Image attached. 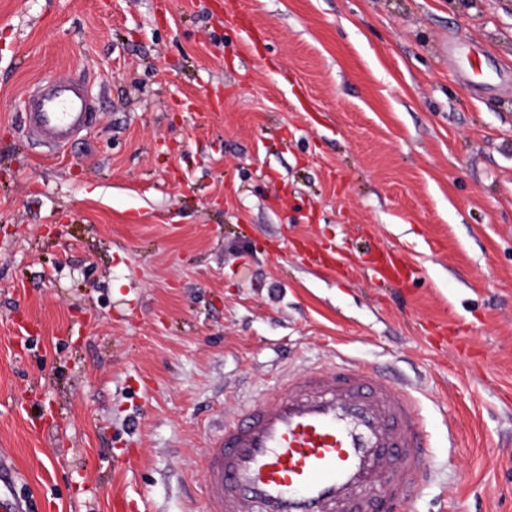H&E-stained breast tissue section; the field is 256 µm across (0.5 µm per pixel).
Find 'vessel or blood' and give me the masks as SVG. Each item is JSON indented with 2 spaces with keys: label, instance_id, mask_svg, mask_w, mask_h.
Here are the masks:
<instances>
[{
  "label": "vessel or blood",
  "instance_id": "vessel-or-blood-1",
  "mask_svg": "<svg viewBox=\"0 0 512 512\" xmlns=\"http://www.w3.org/2000/svg\"><path fill=\"white\" fill-rule=\"evenodd\" d=\"M93 95L71 80L27 97L29 134L49 146L91 123ZM377 273L401 282L416 270L392 253ZM427 432L416 400L369 365L339 362L288 373L272 398L248 403L201 452L205 512H371L379 489L389 512H405L428 468ZM18 475L0 461V512H21Z\"/></svg>",
  "mask_w": 512,
  "mask_h": 512
}]
</instances>
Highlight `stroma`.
<instances>
[{
	"mask_svg": "<svg viewBox=\"0 0 512 512\" xmlns=\"http://www.w3.org/2000/svg\"><path fill=\"white\" fill-rule=\"evenodd\" d=\"M512 0H0V452L36 512H204L199 455L337 356L418 400L409 512H512ZM88 82L51 151L36 84ZM333 245L338 273L297 246ZM401 253L379 283L357 254ZM374 268L381 277L401 282H408L418 273L417 269L402 263L397 255L390 252L380 254L378 265Z\"/></svg>",
	"mask_w": 512,
	"mask_h": 512,
	"instance_id": "1",
	"label": "stroma"
}]
</instances>
